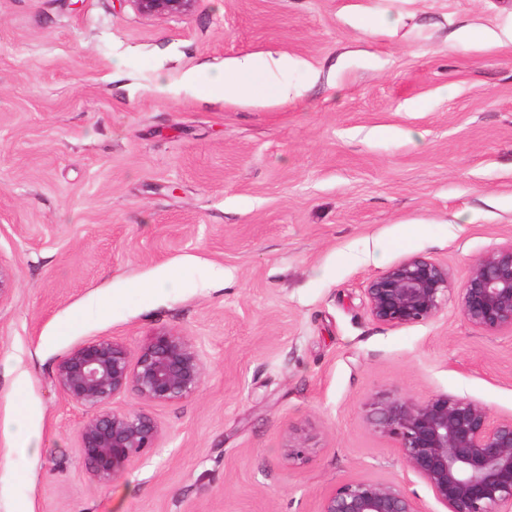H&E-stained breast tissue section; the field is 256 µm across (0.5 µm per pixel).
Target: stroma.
<instances>
[{"mask_svg":"<svg viewBox=\"0 0 512 512\" xmlns=\"http://www.w3.org/2000/svg\"><path fill=\"white\" fill-rule=\"evenodd\" d=\"M466 27L493 39L457 41ZM250 54L297 60L300 97L214 100L186 81ZM509 244L512 0H197L162 17L0 0V512H319L365 478L440 512L369 405L447 393L512 418V335L453 299L382 325L363 289L412 255L459 284ZM161 330L199 351L202 384L116 397L160 436L100 485L57 366ZM19 414L36 454L8 428Z\"/></svg>","mask_w":512,"mask_h":512,"instance_id":"1","label":"stroma"}]
</instances>
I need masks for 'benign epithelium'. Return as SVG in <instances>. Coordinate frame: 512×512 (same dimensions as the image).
Listing matches in <instances>:
<instances>
[{
  "mask_svg": "<svg viewBox=\"0 0 512 512\" xmlns=\"http://www.w3.org/2000/svg\"><path fill=\"white\" fill-rule=\"evenodd\" d=\"M146 16L187 14L197 0H129ZM457 296L475 328L512 334V244L483 254L455 286L448 266L414 255L370 279L364 300L370 317L386 326L428 323ZM200 354L184 336L159 332L135 354L114 339L71 350L56 381L89 415L79 430L83 467L99 484L155 447L156 423L135 411H116L112 400L134 391L167 403L201 386ZM367 419L393 439L404 466L426 484L444 512H512V418L496 420L482 404L457 395L416 400L392 391L377 394ZM319 512H425L419 497L396 482L361 479L326 494Z\"/></svg>",
  "mask_w": 512,
  "mask_h": 512,
  "instance_id": "7a95c632",
  "label": "benign epithelium"
}]
</instances>
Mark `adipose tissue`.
I'll return each mask as SVG.
<instances>
[{"label": "adipose tissue", "instance_id": "obj_1", "mask_svg": "<svg viewBox=\"0 0 512 512\" xmlns=\"http://www.w3.org/2000/svg\"><path fill=\"white\" fill-rule=\"evenodd\" d=\"M295 65V60L286 56L267 58L247 55L235 60L225 68L223 74L208 78L207 87L210 94L228 99L252 98L262 92L257 78L264 74L273 77L272 88L280 98L295 97L299 94L298 89L277 80L278 75L287 73Z\"/></svg>", "mask_w": 512, "mask_h": 512}]
</instances>
